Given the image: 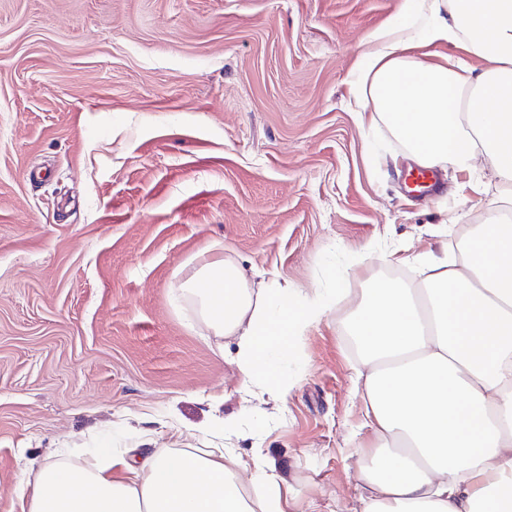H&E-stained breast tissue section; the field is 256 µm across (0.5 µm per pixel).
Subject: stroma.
Returning <instances> with one entry per match:
<instances>
[{"label": "stroma", "mask_w": 512, "mask_h": 512, "mask_svg": "<svg viewBox=\"0 0 512 512\" xmlns=\"http://www.w3.org/2000/svg\"><path fill=\"white\" fill-rule=\"evenodd\" d=\"M409 0H0V512L38 465L99 448L265 459L286 512H355L365 428L351 302L512 218L489 167L413 164L362 122L360 52ZM336 303L243 384L170 290L201 260ZM232 432L207 435L214 419Z\"/></svg>", "instance_id": "stroma-1"}]
</instances>
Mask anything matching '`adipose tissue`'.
I'll list each match as a JSON object with an SVG mask.
<instances>
[{"label": "adipose tissue", "mask_w": 512, "mask_h": 512, "mask_svg": "<svg viewBox=\"0 0 512 512\" xmlns=\"http://www.w3.org/2000/svg\"><path fill=\"white\" fill-rule=\"evenodd\" d=\"M413 21L375 36L350 82L420 166L485 159L512 204V0H411ZM447 43L452 62L417 49ZM479 66H472L470 58ZM421 287L379 285L347 329L378 440L360 467L358 512H512V224L474 225L457 250L421 261ZM173 292L217 336L236 340L244 382L283 393L272 353L290 352L332 304L319 291L248 287L231 260L199 264ZM31 512H285L265 460L159 448L127 464L111 448L83 465H40ZM261 487L248 501L245 486Z\"/></svg>", "instance_id": "adipose-tissue-1"}]
</instances>
